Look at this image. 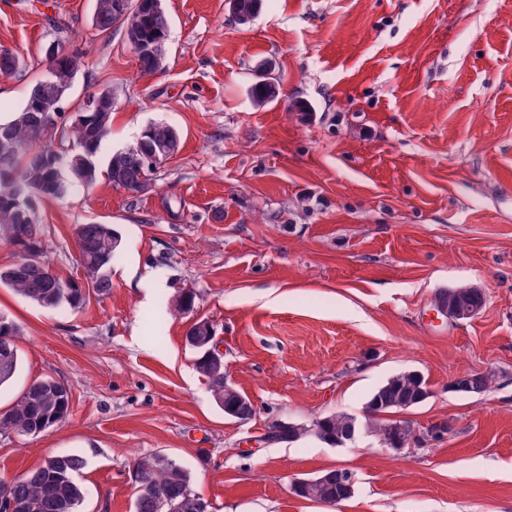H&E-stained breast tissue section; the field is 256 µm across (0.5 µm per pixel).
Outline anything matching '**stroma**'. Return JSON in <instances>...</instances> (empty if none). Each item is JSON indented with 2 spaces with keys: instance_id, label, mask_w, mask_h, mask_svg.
Segmentation results:
<instances>
[{
  "instance_id": "obj_1",
  "label": "stroma",
  "mask_w": 512,
  "mask_h": 512,
  "mask_svg": "<svg viewBox=\"0 0 512 512\" xmlns=\"http://www.w3.org/2000/svg\"><path fill=\"white\" fill-rule=\"evenodd\" d=\"M94 4L0 0V50L21 61L0 76V114L61 41L78 62L65 120L114 92L100 159L154 121L181 144L143 191L102 182L39 205L61 276L83 277L75 225H113L121 244L111 293L81 309L0 288L22 352L0 414L37 378L72 393L62 422L0 436V479L76 454L80 512H133L134 465L160 452L210 512H512V0H263L246 25L229 0H164L151 75L123 29L96 31ZM262 64L279 88L263 106L250 94ZM464 286L482 290L481 311L437 313L436 295ZM187 291L192 312H173ZM199 320L251 419L225 416L198 372L185 335ZM408 371L430 395L390 418L421 443L261 440L276 421L364 420L371 394ZM474 372L491 375L487 392L450 390ZM436 423L448 432L426 437ZM334 468L353 474L349 500L293 492Z\"/></svg>"
}]
</instances>
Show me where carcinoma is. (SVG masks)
Listing matches in <instances>:
<instances>
[{
    "label": "carcinoma",
    "instance_id": "obj_1",
    "mask_svg": "<svg viewBox=\"0 0 512 512\" xmlns=\"http://www.w3.org/2000/svg\"><path fill=\"white\" fill-rule=\"evenodd\" d=\"M115 0H95L93 26L102 34H112L116 27H136L140 38L156 47L157 55L142 58L146 71L158 68L157 58L164 57L170 21L167 13L157 15L148 10L130 9L126 17L117 15ZM46 67H54L58 74L38 80L30 89L25 103L8 122H0V131L10 135L11 148L0 150V240L19 249L17 261L0 267V286L47 309L82 307L90 293L108 294L112 290V260L120 245L119 236L110 224H77L74 237L79 247V261L84 278L81 281L63 278L53 271L45 259L47 252L44 225L29 220L45 198H61L70 182L87 186L106 178L112 185L129 191L136 190L142 181L153 179L155 167L144 164L141 155L169 142H180L178 131L162 121L151 122L142 130L141 143L132 149L113 152L106 164L99 162L103 140L112 128V90L94 93L101 98L99 110L80 107L71 123L60 122L52 134L40 127L42 108L64 100L70 91L68 84L77 69L75 57L45 58ZM253 99L263 104L278 97V90L268 71L261 70L251 86ZM67 142L73 149L59 153L52 148L54 141ZM440 306L456 304L462 310H481L485 297L481 290L457 294L454 289L439 293ZM17 326L0 317V385L17 373L21 358L15 343ZM214 335L212 325L197 321L187 331L186 341L197 355V370L209 381L214 401L224 407V414L238 419H249L254 413L251 399L236 387L226 389L224 356L212 354ZM426 379L414 371L387 379L371 395L367 407V427L374 430L381 441L392 448L409 447L413 427L404 421L379 422L376 414L392 408L421 403L428 398ZM71 392L57 385L51 377L33 380L16 403L0 415V434L28 436L42 421L58 423L70 410ZM357 432L355 418L336 413L316 420L312 426L286 425L280 432H272L271 439L293 442L309 434L318 440L338 446L353 439ZM83 459L76 454H58L46 457L35 469L21 478L0 480V495L8 493L23 506L20 512H79L83 493L76 475L83 468ZM346 470L329 469L323 480L305 484L296 494L316 502L339 504L352 497L345 487ZM137 497L135 512H155L153 495L162 494L178 504L179 512H200L193 497L185 495L189 479L175 462L160 453L139 459L136 463Z\"/></svg>",
    "mask_w": 512,
    "mask_h": 512
}]
</instances>
